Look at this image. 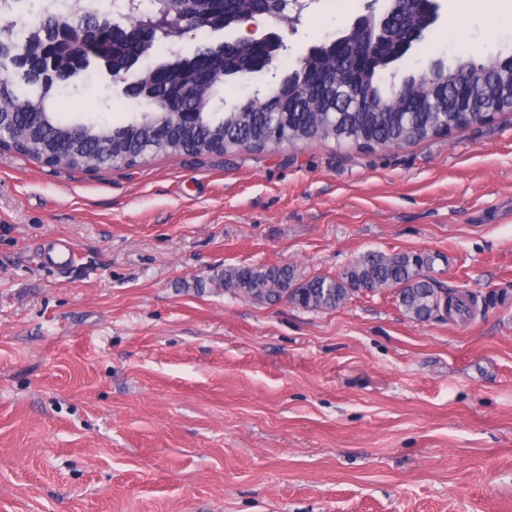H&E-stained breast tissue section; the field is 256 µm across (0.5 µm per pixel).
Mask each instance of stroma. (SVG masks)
Segmentation results:
<instances>
[{"mask_svg": "<svg viewBox=\"0 0 512 512\" xmlns=\"http://www.w3.org/2000/svg\"><path fill=\"white\" fill-rule=\"evenodd\" d=\"M437 21L385 78L512 56V0ZM384 0H313L251 76L284 77ZM66 115L123 123L75 76ZM73 245L63 269L54 244ZM427 258L470 312L409 318L393 290L257 304L228 266L336 276ZM0 512H512V112L398 148L332 142L151 157L96 173L0 148Z\"/></svg>", "mask_w": 512, "mask_h": 512, "instance_id": "obj_1", "label": "stroma"}]
</instances>
